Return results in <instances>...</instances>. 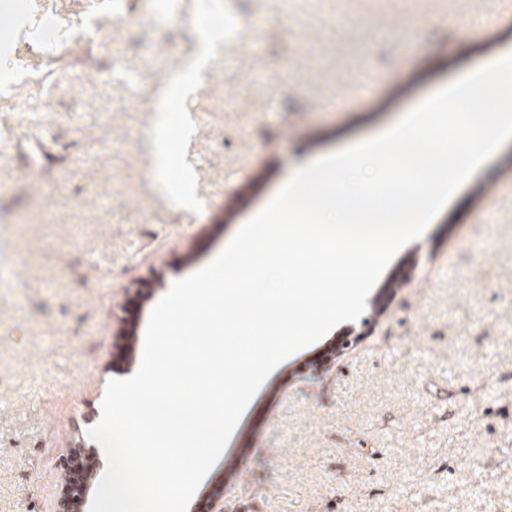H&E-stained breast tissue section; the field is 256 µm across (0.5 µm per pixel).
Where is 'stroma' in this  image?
<instances>
[{
    "mask_svg": "<svg viewBox=\"0 0 512 512\" xmlns=\"http://www.w3.org/2000/svg\"><path fill=\"white\" fill-rule=\"evenodd\" d=\"M0 59V142L45 136L38 175L0 152V512H56L82 414L139 368L150 313L297 169L391 128L512 55V0H25ZM196 65L187 94L160 89ZM176 137L167 183L159 126ZM138 342L126 344L130 308ZM339 356L323 369L317 358ZM224 512H512V137L371 290L363 315L280 364L218 468ZM479 480L482 497L470 483Z\"/></svg>",
    "mask_w": 512,
    "mask_h": 512,
    "instance_id": "1",
    "label": "stroma"
}]
</instances>
